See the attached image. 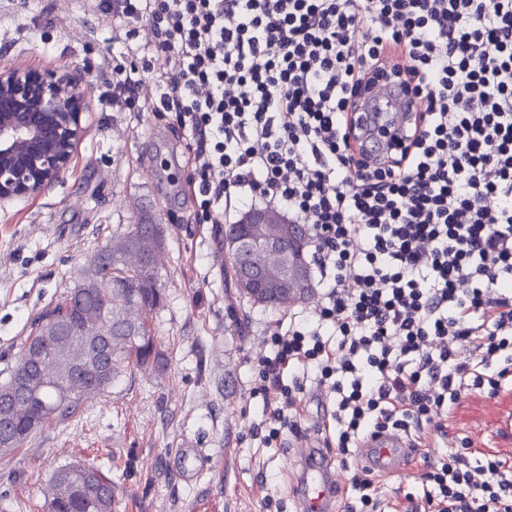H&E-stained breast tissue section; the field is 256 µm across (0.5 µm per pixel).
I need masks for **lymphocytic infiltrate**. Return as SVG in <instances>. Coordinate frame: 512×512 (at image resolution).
Listing matches in <instances>:
<instances>
[{"instance_id":"obj_1","label":"lymphocytic infiltrate","mask_w":512,"mask_h":512,"mask_svg":"<svg viewBox=\"0 0 512 512\" xmlns=\"http://www.w3.org/2000/svg\"><path fill=\"white\" fill-rule=\"evenodd\" d=\"M89 2L113 54L142 24L167 61L150 92L147 61L99 77L109 106L171 113L195 223L260 198L309 229L325 302L268 326L253 439L298 434L312 380L336 399L340 464L382 432L424 462L400 497L358 471L345 512H512V466L448 438L462 398L512 386V0ZM387 78L424 109L371 165L353 114Z\"/></svg>"}]
</instances>
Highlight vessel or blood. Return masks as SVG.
<instances>
[{
	"mask_svg": "<svg viewBox=\"0 0 512 512\" xmlns=\"http://www.w3.org/2000/svg\"><path fill=\"white\" fill-rule=\"evenodd\" d=\"M383 103L397 114L391 131L396 138L401 137L407 122L421 110L419 100L392 80L380 82L364 96L365 112H374ZM414 457L409 441L392 433L370 437L358 451L361 467L380 475L404 473ZM298 465L294 493L299 512H341L343 483L322 432L310 431L301 436Z\"/></svg>",
	"mask_w": 512,
	"mask_h": 512,
	"instance_id": "1",
	"label": "vessel or blood"
}]
</instances>
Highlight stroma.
<instances>
[{"label": "stroma", "mask_w": 512, "mask_h": 512, "mask_svg": "<svg viewBox=\"0 0 512 512\" xmlns=\"http://www.w3.org/2000/svg\"><path fill=\"white\" fill-rule=\"evenodd\" d=\"M112 28L86 0H0V71H83L90 105L68 167L23 199L0 201V381L34 321L79 282L92 256L142 218L158 219L164 304L150 327L167 368L120 367L112 385L72 417L39 430L23 448L0 452V512H43L51 471L80 460L111 480L115 512H296L295 437L259 447L251 426L256 362L267 325L314 314L323 301L265 308L241 296L224 252L226 227L194 224L183 191L190 169L176 160L182 138L166 112L102 104L96 74ZM454 439L512 456V389L474 394L448 419ZM194 441L212 462L193 482L179 450Z\"/></svg>", "instance_id": "stroma-1"}]
</instances>
